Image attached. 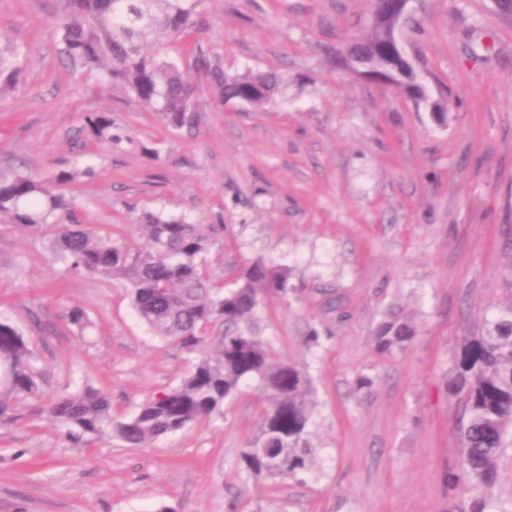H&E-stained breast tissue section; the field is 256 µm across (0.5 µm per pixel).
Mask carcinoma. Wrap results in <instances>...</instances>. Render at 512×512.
Wrapping results in <instances>:
<instances>
[{
    "label": "carcinoma",
    "instance_id": "cac0c4a2",
    "mask_svg": "<svg viewBox=\"0 0 512 512\" xmlns=\"http://www.w3.org/2000/svg\"><path fill=\"white\" fill-rule=\"evenodd\" d=\"M60 2L65 65L72 71L97 72L104 85L156 113L171 132L190 131L199 124L191 71L222 101L262 107L278 93L277 74L228 73L222 56L187 40L201 22L202 0ZM389 39V25L374 22L367 36L352 43L358 48L354 59L334 56L331 63L345 71L356 64L375 65L376 49ZM20 54L17 44L0 39V94L13 85ZM81 133L109 149L122 142L110 112L84 113ZM93 176L89 165L40 180L0 174V224L51 233L53 251L70 272L126 281L144 323L194 356V363L179 384L148 397L127 418L113 417L110 396L93 387L52 398L44 411L83 435L97 437L107 431L130 447L145 448L164 435L222 417L224 404L251 383L259 394V433L240 449L237 476L275 482L311 470L307 436L313 417L312 378L305 367L281 359L252 325L262 297L288 295V268L257 259L240 271L233 287L224 289L206 262L224 226L192 224L161 213L140 218L147 246L114 247L112 235L77 223L72 201L56 191ZM209 325L216 328L213 336ZM414 335L410 321L392 317L377 328L375 350L389 356L404 350ZM28 354L22 334L0 322V365L9 368L6 393L16 398L40 392L26 364ZM453 384L465 391L468 410L460 464L467 497L455 512H487L512 426V288L480 333L460 349Z\"/></svg>",
    "mask_w": 512,
    "mask_h": 512
}]
</instances>
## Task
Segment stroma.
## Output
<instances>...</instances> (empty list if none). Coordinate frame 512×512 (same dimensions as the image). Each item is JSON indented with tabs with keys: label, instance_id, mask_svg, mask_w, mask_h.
Returning a JSON list of instances; mask_svg holds the SVG:
<instances>
[{
	"label": "stroma",
	"instance_id": "1",
	"mask_svg": "<svg viewBox=\"0 0 512 512\" xmlns=\"http://www.w3.org/2000/svg\"><path fill=\"white\" fill-rule=\"evenodd\" d=\"M202 11L194 38L227 71L287 81L255 108L195 79L200 123L170 133L66 68L58 0H0V37L21 48L0 95V170L68 168L83 113H111L124 142L97 151L93 179L62 188L81 223L131 248L147 243L134 222L146 210L223 225L206 260L226 288L256 259L287 266V298L266 299L253 322L312 377L313 467L275 484L236 476L258 425L248 386L223 419L146 448L86 441L50 419L47 399L87 386L131 415L193 358L149 332L124 281L71 273L46 234L0 224V321L25 336L42 391L6 399L0 512H454L466 421L464 392L449 389L454 358L512 283V17L492 0H410L399 37L428 95L418 104L330 65L331 49L367 33L369 0H204ZM74 308L86 331L68 322ZM390 313L416 335L382 356L374 331Z\"/></svg>",
	"mask_w": 512,
	"mask_h": 512
}]
</instances>
